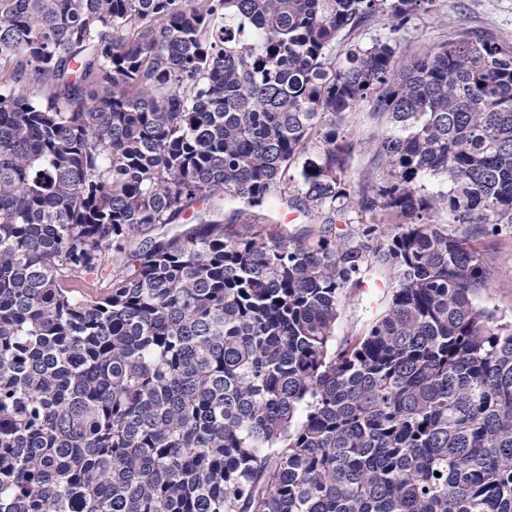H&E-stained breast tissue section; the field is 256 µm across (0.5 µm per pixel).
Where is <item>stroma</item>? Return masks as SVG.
Here are the masks:
<instances>
[{
  "label": "stroma",
  "instance_id": "35a3bbf8",
  "mask_svg": "<svg viewBox=\"0 0 512 512\" xmlns=\"http://www.w3.org/2000/svg\"><path fill=\"white\" fill-rule=\"evenodd\" d=\"M485 32L512 43V0H434L428 11L416 12L400 31H392L387 17H379L364 30L339 36L337 54H344L353 43L370 45L373 40L393 39L398 56L423 52L445 43L458 30ZM385 121L370 118L367 108L347 113L342 132L354 144L346 185L357 194L373 177L374 144L385 133ZM297 194L296 182H289L286 200H275L273 206L259 213L258 224L268 231L287 229L291 236L311 241L320 225L309 214L288 200ZM479 245L494 269L492 288L476 297L480 307L492 311L497 318L512 321V226L499 225L496 232L480 235ZM389 279L375 277L363 291L349 293L336 321V338L344 340L361 333L368 319L380 312L387 295Z\"/></svg>",
  "mask_w": 512,
  "mask_h": 512
}]
</instances>
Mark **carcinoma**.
<instances>
[{"mask_svg": "<svg viewBox=\"0 0 512 512\" xmlns=\"http://www.w3.org/2000/svg\"><path fill=\"white\" fill-rule=\"evenodd\" d=\"M433 2L0 0V512H512V322L472 244L512 224V43L334 57ZM364 104L383 221L341 240ZM313 143V241L155 234L270 203ZM218 202L216 200H202V201H199L197 204H195L194 208L191 209L190 211H188L186 213V216H182L181 218H179L178 220H176L174 223L172 224H168L166 226H162L161 228H159L158 230L155 231V234H159V233H165V234H168V235H173V234H176V233H180L181 231L185 230L186 228L189 227V225H186V224H192L191 223V216L193 214H195L196 212H207V211H212L213 208L215 209H218L219 206H217ZM389 282L387 276H378L359 288L364 292L349 293L336 321V343H341L347 336H358L368 319L380 312Z\"/></svg>", "mask_w": 512, "mask_h": 512, "instance_id": "cac0c4a2", "label": "carcinoma"}]
</instances>
